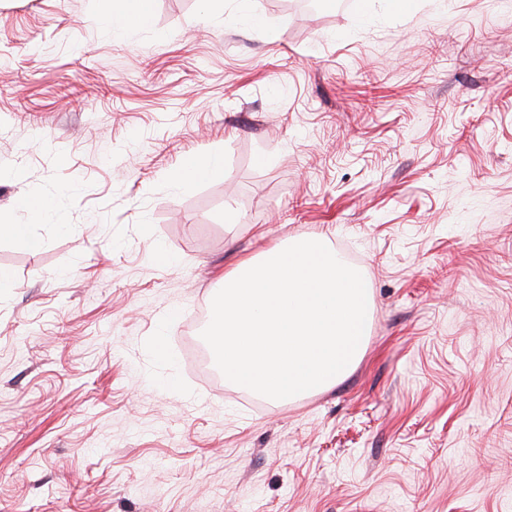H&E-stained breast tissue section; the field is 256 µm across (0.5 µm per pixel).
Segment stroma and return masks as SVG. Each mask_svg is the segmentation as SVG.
<instances>
[{"instance_id":"stroma-1","label":"stroma","mask_w":512,"mask_h":512,"mask_svg":"<svg viewBox=\"0 0 512 512\" xmlns=\"http://www.w3.org/2000/svg\"><path fill=\"white\" fill-rule=\"evenodd\" d=\"M284 2L0 0V218L52 205L0 240V512H512V0ZM316 234L372 290L352 372L197 371L224 272ZM152 0H109L110 7L103 15L104 29L120 37L131 26H143L138 18L152 15ZM224 172L223 153H215L206 158L188 157L171 175L172 183L177 187L208 179Z\"/></svg>"}]
</instances>
